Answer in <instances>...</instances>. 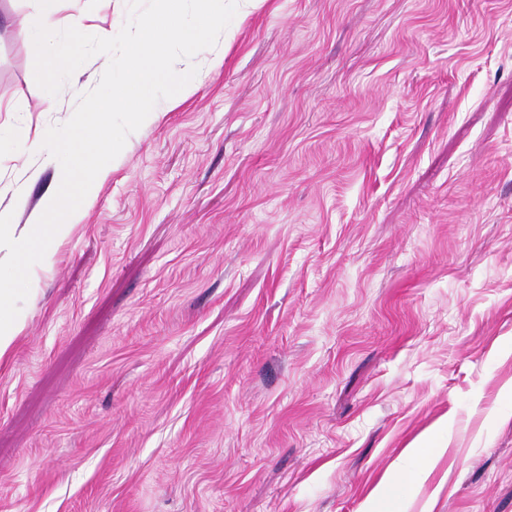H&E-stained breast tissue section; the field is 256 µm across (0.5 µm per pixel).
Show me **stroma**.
<instances>
[{"mask_svg": "<svg viewBox=\"0 0 512 512\" xmlns=\"http://www.w3.org/2000/svg\"><path fill=\"white\" fill-rule=\"evenodd\" d=\"M35 7L0 0L19 224L58 179L25 143L108 64L42 91ZM224 38L31 278L0 512H512V0H264Z\"/></svg>", "mask_w": 512, "mask_h": 512, "instance_id": "1", "label": "stroma"}]
</instances>
